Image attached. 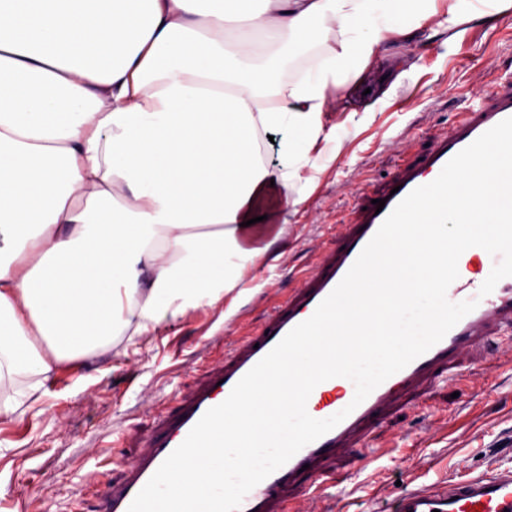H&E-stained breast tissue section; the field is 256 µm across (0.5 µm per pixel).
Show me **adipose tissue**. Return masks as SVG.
Returning <instances> with one entry per match:
<instances>
[{"label": "adipose tissue", "mask_w": 512, "mask_h": 512, "mask_svg": "<svg viewBox=\"0 0 512 512\" xmlns=\"http://www.w3.org/2000/svg\"><path fill=\"white\" fill-rule=\"evenodd\" d=\"M512 0H0V381L245 288L270 188L390 38ZM280 133L279 160H257Z\"/></svg>", "instance_id": "obj_1"}]
</instances>
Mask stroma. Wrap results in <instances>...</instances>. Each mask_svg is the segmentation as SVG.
Here are the masks:
<instances>
[{"label": "stroma", "instance_id": "1", "mask_svg": "<svg viewBox=\"0 0 512 512\" xmlns=\"http://www.w3.org/2000/svg\"><path fill=\"white\" fill-rule=\"evenodd\" d=\"M512 78V9L490 23L458 26L454 37L398 38L333 91L326 131L338 152L305 170L299 205L268 203L285 233L264 266L248 271L247 292L168 320L94 360L56 365L40 390L32 378L5 383L24 413L0 419V512H100L102 487L119 485L125 464L153 433L158 416L207 376L226 348L243 340L299 287L318 251L333 246L356 207L388 177L419 163L469 102ZM439 384L435 405L414 398L388 418L371 454L338 460L348 480L320 512H391L404 492L512 469V364L488 358L480 375ZM96 467L99 487L83 481Z\"/></svg>", "mask_w": 512, "mask_h": 512}]
</instances>
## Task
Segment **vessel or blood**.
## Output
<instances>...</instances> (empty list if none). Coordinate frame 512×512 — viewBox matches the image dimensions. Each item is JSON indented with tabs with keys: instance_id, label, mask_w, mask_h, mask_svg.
Segmentation results:
<instances>
[{
	"instance_id": "obj_1",
	"label": "vessel or blood",
	"mask_w": 512,
	"mask_h": 512,
	"mask_svg": "<svg viewBox=\"0 0 512 512\" xmlns=\"http://www.w3.org/2000/svg\"><path fill=\"white\" fill-rule=\"evenodd\" d=\"M509 117L512 80L482 97L477 105L465 108L448 133L435 139L420 165L397 173L389 182L394 193L387 196L384 207L371 204L358 211L355 222L345 226L341 242L320 254L314 268L303 275L300 287L284 305L274 308L262 328L213 362L204 383L177 396L174 409L159 418L144 451L127 462L122 484L104 489L103 512H128L138 492L201 416L222 403L261 358L314 313L403 197L432 182L453 156ZM482 253V248L472 247L460 256L459 276L447 291L449 301L474 299L477 307L439 343L377 386L359 406L351 404L355 386L349 379L335 377L317 385L307 401L309 415L325 419L343 410L346 418L256 485L243 499L239 512H317L316 502L334 497L345 479L344 471L328 468V461L372 446L378 426L407 395H429L440 381H454L460 362L482 365V354L492 338L512 333V277L500 280L490 294L480 295L490 274L489 269L475 266ZM287 492L293 493V500H284ZM395 512H512V471L410 491L397 500Z\"/></svg>"
}]
</instances>
